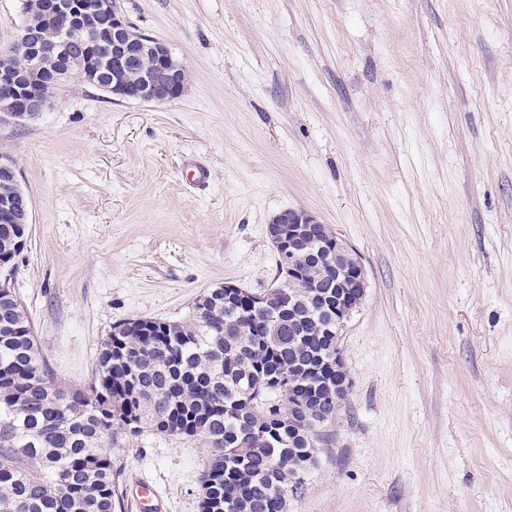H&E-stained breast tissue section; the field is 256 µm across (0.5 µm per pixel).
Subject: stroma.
<instances>
[{"label": "stroma", "instance_id": "35a3bbf8", "mask_svg": "<svg viewBox=\"0 0 512 512\" xmlns=\"http://www.w3.org/2000/svg\"><path fill=\"white\" fill-rule=\"evenodd\" d=\"M114 5L187 65V92L68 85L0 123L31 202L15 292L58 384L88 388L125 321L276 285L268 223L302 208L367 288L340 337L352 387L288 512H512V0ZM207 454L118 437L119 512L155 492L200 512Z\"/></svg>", "mask_w": 512, "mask_h": 512}]
</instances>
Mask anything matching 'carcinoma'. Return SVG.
Instances as JSON below:
<instances>
[{"label": "carcinoma", "instance_id": "carcinoma-1", "mask_svg": "<svg viewBox=\"0 0 512 512\" xmlns=\"http://www.w3.org/2000/svg\"><path fill=\"white\" fill-rule=\"evenodd\" d=\"M111 54L106 43L76 46L46 85L62 87L54 74L81 58ZM24 231L0 224V253H12ZM238 313L224 304V289L210 288L187 321H145L108 336L88 389H65L41 358L21 301L0 288V512H116L112 441L146 428L209 448L201 512H288V395L331 380L300 364L336 337L308 335L302 302L292 315L277 299L256 310L273 319L268 336L233 323ZM321 428L307 423L297 447L311 448Z\"/></svg>", "mask_w": 512, "mask_h": 512}]
</instances>
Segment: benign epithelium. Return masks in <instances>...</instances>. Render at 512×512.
<instances>
[{
	"label": "benign epithelium",
	"instance_id": "benign-epithelium-1",
	"mask_svg": "<svg viewBox=\"0 0 512 512\" xmlns=\"http://www.w3.org/2000/svg\"><path fill=\"white\" fill-rule=\"evenodd\" d=\"M34 10L45 24L57 29V39L45 41L36 28L23 21L17 38L0 49V120L22 123L38 118L52 104L54 94L35 92L31 85L38 81L43 62L62 54L72 45L89 46L100 38L74 16L87 14L108 19L107 32L112 37V81L104 91L115 100L139 103H165L181 97L188 89V71L169 47L155 39L145 43L146 35L134 30L117 12L112 0H24L23 13ZM0 178L19 183L13 157L0 151ZM30 201L22 191L0 200L1 224H30ZM319 229L323 236L319 248L328 262L329 288L335 293L321 296L318 310L329 315L324 335H341L352 313L362 303L367 280L358 255L326 224L303 209L288 208L269 221V236L278 255L279 277L276 288H301L307 278L299 258L302 236ZM227 298L239 299L246 307L262 306L274 296V291L253 293L233 283H224ZM327 362L336 364V386L317 396L316 405L307 408L303 401L292 405L293 416L288 421L299 427L302 416L312 417L318 424L334 417L340 398L351 388L340 347L327 350Z\"/></svg>",
	"mask_w": 512,
	"mask_h": 512
}]
</instances>
